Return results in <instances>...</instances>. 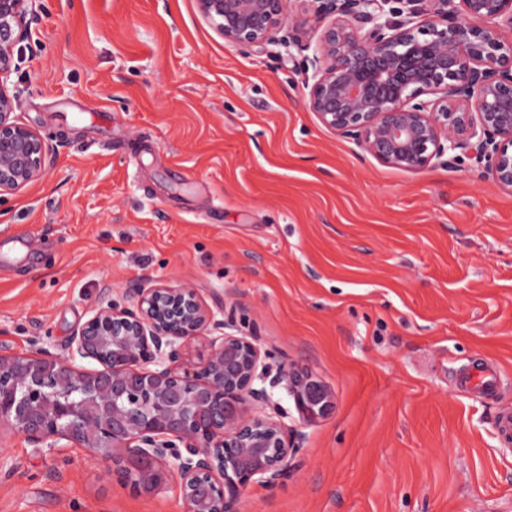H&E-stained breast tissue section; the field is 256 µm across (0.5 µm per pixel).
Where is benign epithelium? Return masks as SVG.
Returning a JSON list of instances; mask_svg holds the SVG:
<instances>
[{
    "label": "benign epithelium",
    "instance_id": "7a95c632",
    "mask_svg": "<svg viewBox=\"0 0 512 512\" xmlns=\"http://www.w3.org/2000/svg\"><path fill=\"white\" fill-rule=\"evenodd\" d=\"M33 0H0V197L53 163L38 131L14 116L7 82L28 39ZM234 46L313 50L305 103L326 128L382 164L419 172L471 159L512 191V0H197ZM312 22L316 46L302 43ZM287 34H282L283 30ZM132 305L106 299L66 353L0 345V422L36 447L59 441L119 463L137 493L177 482L184 512H235L250 483L288 475L304 435L265 414L282 388L305 424L325 418L327 387L290 366L271 374L256 344L227 332L224 304L156 282ZM210 335L199 369L176 368L187 340ZM93 359L102 369L86 371Z\"/></svg>",
    "mask_w": 512,
    "mask_h": 512
}]
</instances>
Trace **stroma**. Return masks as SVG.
<instances>
[{"instance_id": "stroma-1", "label": "stroma", "mask_w": 512, "mask_h": 512, "mask_svg": "<svg viewBox=\"0 0 512 512\" xmlns=\"http://www.w3.org/2000/svg\"><path fill=\"white\" fill-rule=\"evenodd\" d=\"M8 88L45 176L0 199V344L64 354L104 289L168 280L222 300L271 368L330 390L238 512H512V193L472 161L385 166L304 103V54L224 41L196 0H35ZM496 365L498 392L457 374ZM0 512H183L117 463L0 426Z\"/></svg>"}]
</instances>
